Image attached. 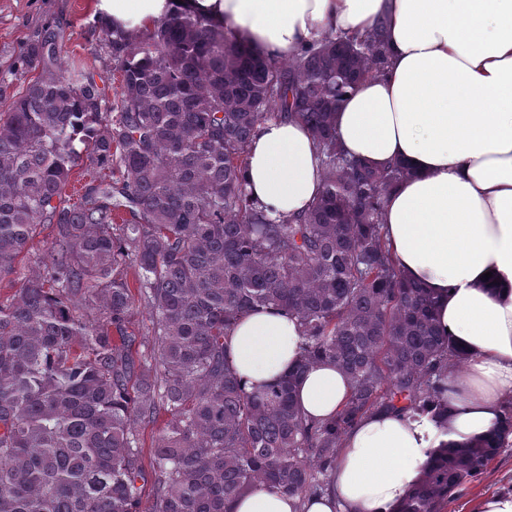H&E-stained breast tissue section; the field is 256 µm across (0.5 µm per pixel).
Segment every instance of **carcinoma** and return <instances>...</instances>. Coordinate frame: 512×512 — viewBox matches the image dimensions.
I'll list each match as a JSON object with an SVG mask.
<instances>
[{
    "instance_id": "cac0c4a2",
    "label": "carcinoma",
    "mask_w": 512,
    "mask_h": 512,
    "mask_svg": "<svg viewBox=\"0 0 512 512\" xmlns=\"http://www.w3.org/2000/svg\"><path fill=\"white\" fill-rule=\"evenodd\" d=\"M118 86L65 69L60 35L23 49L29 77L0 112V283L38 227L39 271L0 296V512H230L258 486L323 491L341 438L369 413H448V365L465 355L436 325V298L396 268L381 234L387 195L410 169L348 156L334 116L384 72L378 32L325 37L286 62L174 13L127 35L101 27ZM295 118L314 136L323 191L297 216L250 198L260 123ZM90 176L77 201L76 167ZM155 345L128 332L136 302ZM296 317L301 366L331 361L351 391L330 420L305 418L296 373L252 392L225 350L240 316ZM166 416L150 445L139 427ZM512 448L496 432L439 448L396 512H439Z\"/></svg>"
}]
</instances>
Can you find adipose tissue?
Masks as SVG:
<instances>
[{
  "label": "adipose tissue",
  "mask_w": 512,
  "mask_h": 512,
  "mask_svg": "<svg viewBox=\"0 0 512 512\" xmlns=\"http://www.w3.org/2000/svg\"><path fill=\"white\" fill-rule=\"evenodd\" d=\"M176 12L274 59L325 36L381 32L387 67L348 93L336 138L351 156L410 168L386 198L382 235L395 265L437 297V325L466 367L448 373L444 427L367 415L344 435L329 491L302 503L259 487L232 512H392L434 448L488 435L512 395V0H96L100 22L132 34ZM245 181L271 214L307 210L323 187L307 128L260 124ZM301 345L297 318L273 308L241 317L226 339L245 390L296 369L304 416L331 418L350 381L329 361L299 369Z\"/></svg>",
  "instance_id": "ef3b65f1"
}]
</instances>
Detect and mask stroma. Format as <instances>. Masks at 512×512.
<instances>
[{
  "instance_id": "obj_1",
  "label": "stroma",
  "mask_w": 512,
  "mask_h": 512,
  "mask_svg": "<svg viewBox=\"0 0 512 512\" xmlns=\"http://www.w3.org/2000/svg\"><path fill=\"white\" fill-rule=\"evenodd\" d=\"M46 27L63 38L64 67H87L105 95H112L114 62L101 40L95 0H0V103L9 104L20 90L19 57L25 44ZM494 488L512 489V449L449 499L443 512H475L477 501Z\"/></svg>"
}]
</instances>
